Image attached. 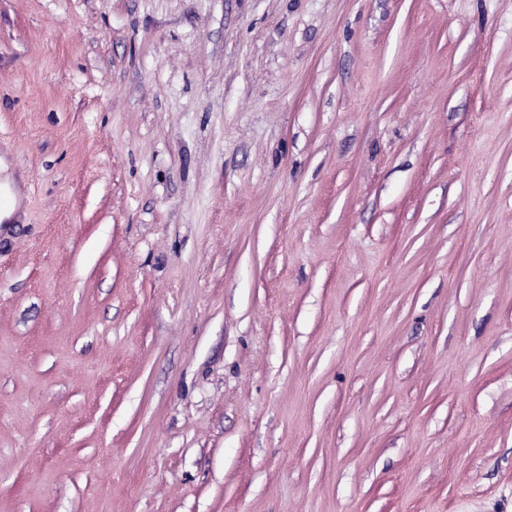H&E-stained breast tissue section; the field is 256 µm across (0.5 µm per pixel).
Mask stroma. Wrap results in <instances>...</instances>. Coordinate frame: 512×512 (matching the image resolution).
<instances>
[{
	"label": "stroma",
	"instance_id": "1",
	"mask_svg": "<svg viewBox=\"0 0 512 512\" xmlns=\"http://www.w3.org/2000/svg\"><path fill=\"white\" fill-rule=\"evenodd\" d=\"M0 512H512V0H0Z\"/></svg>",
	"mask_w": 512,
	"mask_h": 512
}]
</instances>
